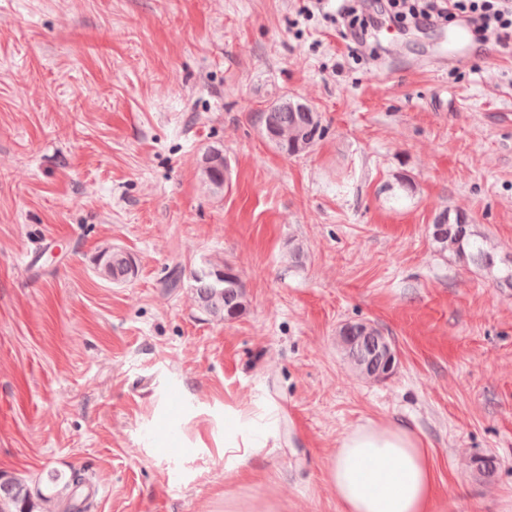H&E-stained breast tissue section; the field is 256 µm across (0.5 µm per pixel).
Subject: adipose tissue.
<instances>
[{
    "instance_id": "obj_1",
    "label": "adipose tissue",
    "mask_w": 512,
    "mask_h": 512,
    "mask_svg": "<svg viewBox=\"0 0 512 512\" xmlns=\"http://www.w3.org/2000/svg\"><path fill=\"white\" fill-rule=\"evenodd\" d=\"M325 477L338 512H436L432 453L399 422L370 421L345 431Z\"/></svg>"
}]
</instances>
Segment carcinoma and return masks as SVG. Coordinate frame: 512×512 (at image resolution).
<instances>
[{
	"label": "carcinoma",
	"instance_id": "1",
	"mask_svg": "<svg viewBox=\"0 0 512 512\" xmlns=\"http://www.w3.org/2000/svg\"><path fill=\"white\" fill-rule=\"evenodd\" d=\"M261 130L272 135L269 139L280 152L288 156H299L321 141L327 131L322 116L310 106L281 98L259 113ZM200 170L203 182L211 189H224V172L228 163L222 150H208L201 159ZM431 235L440 250L456 255L466 264L475 265L494 277L498 283L512 288V258L500 256L495 245L482 238L474 230L469 217L462 213H450L444 209L433 219ZM99 274L109 280L120 281L131 275L128 257L112 251H104ZM231 265L220 257L207 261L206 265L192 272L193 288L201 308L210 316L224 320L242 313L246 308V294L240 276L215 280L218 271ZM352 358L368 359L373 371L384 370V357L378 349L379 329L371 324L358 328L350 324V330H340ZM9 491L0 492V512H32L34 501L44 506L43 512H71L75 492L83 487L85 473L72 470L66 475L59 471L47 474L42 485L31 487L24 480L7 477Z\"/></svg>",
	"mask_w": 512,
	"mask_h": 512
}]
</instances>
